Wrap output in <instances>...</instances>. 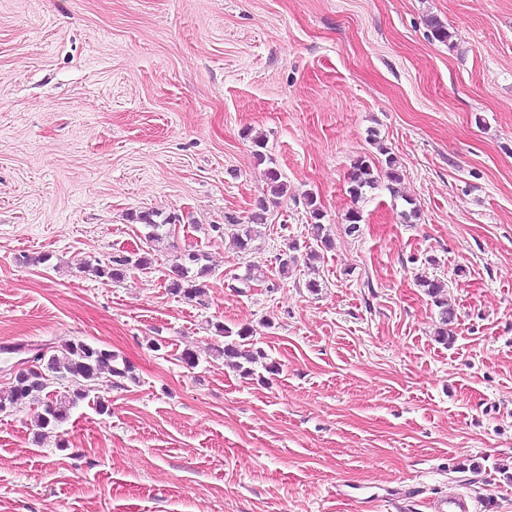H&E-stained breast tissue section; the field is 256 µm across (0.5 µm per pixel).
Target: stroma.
Segmentation results:
<instances>
[{
    "label": "stroma",
    "instance_id": "35a3bbf8",
    "mask_svg": "<svg viewBox=\"0 0 512 512\" xmlns=\"http://www.w3.org/2000/svg\"><path fill=\"white\" fill-rule=\"evenodd\" d=\"M383 146L398 195L353 201ZM270 166L287 193L239 253L212 227L247 219ZM309 194L334 246L284 277ZM148 209L184 217L152 269L95 277ZM185 249L209 257L205 304L165 286ZM421 273L448 285V344ZM217 321L279 373L215 356ZM77 339L134 377L101 380L109 413L80 401L63 448L33 405L0 412V512H428L456 491L512 512V0H0V396L12 348ZM373 162L365 157L358 158L351 167L349 174L350 189L353 197L360 198L367 189H374L378 183V176L374 173Z\"/></svg>",
    "mask_w": 512,
    "mask_h": 512
}]
</instances>
